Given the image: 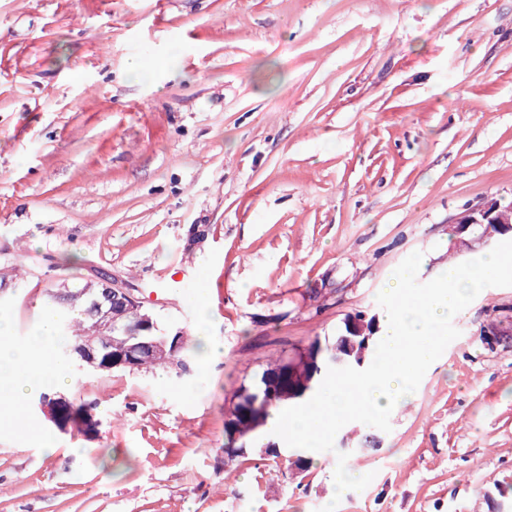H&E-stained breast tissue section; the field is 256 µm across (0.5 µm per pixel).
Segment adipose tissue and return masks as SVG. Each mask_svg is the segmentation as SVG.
<instances>
[{"instance_id":"1","label":"adipose tissue","mask_w":512,"mask_h":512,"mask_svg":"<svg viewBox=\"0 0 512 512\" xmlns=\"http://www.w3.org/2000/svg\"><path fill=\"white\" fill-rule=\"evenodd\" d=\"M10 323L0 316V415L13 427L12 412L50 389L71 385L66 339L53 311H45L28 341L10 340Z\"/></svg>"}]
</instances>
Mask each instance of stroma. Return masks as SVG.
Returning a JSON list of instances; mask_svg holds the SVG:
<instances>
[{
	"instance_id": "stroma-1",
	"label": "stroma",
	"mask_w": 512,
	"mask_h": 512,
	"mask_svg": "<svg viewBox=\"0 0 512 512\" xmlns=\"http://www.w3.org/2000/svg\"><path fill=\"white\" fill-rule=\"evenodd\" d=\"M150 74L132 72L133 61ZM512 197V0H0V314L108 273L165 328L207 291L222 355L90 373L95 428L0 431V512H497L512 494V287H488L393 409L372 474L335 452L224 462V407L269 359L383 316L378 293L482 252L449 224ZM208 263H201V256Z\"/></svg>"
}]
</instances>
